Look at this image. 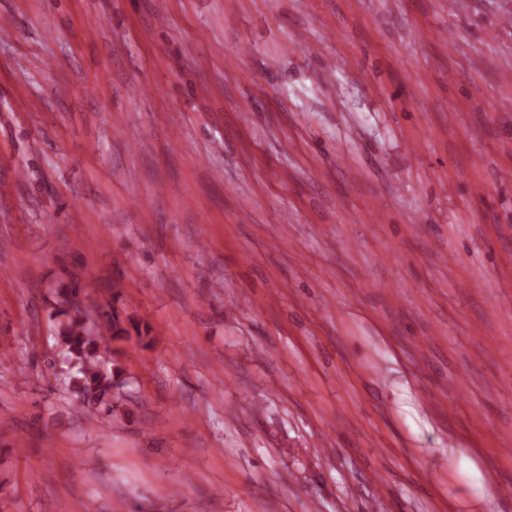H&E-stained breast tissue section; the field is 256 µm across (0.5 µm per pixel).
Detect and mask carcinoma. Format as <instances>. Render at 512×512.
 <instances>
[{"instance_id": "carcinoma-1", "label": "carcinoma", "mask_w": 512, "mask_h": 512, "mask_svg": "<svg viewBox=\"0 0 512 512\" xmlns=\"http://www.w3.org/2000/svg\"><path fill=\"white\" fill-rule=\"evenodd\" d=\"M85 292L86 288L79 286L65 290L53 316L60 317L56 324L58 344L75 369L70 382L73 399L89 409L91 423L103 427L110 423L112 390L119 376L109 368L112 355L118 353L110 343L127 341L131 331L140 328L131 319L123 320L115 305L99 308L95 319L89 317Z\"/></svg>"}]
</instances>
